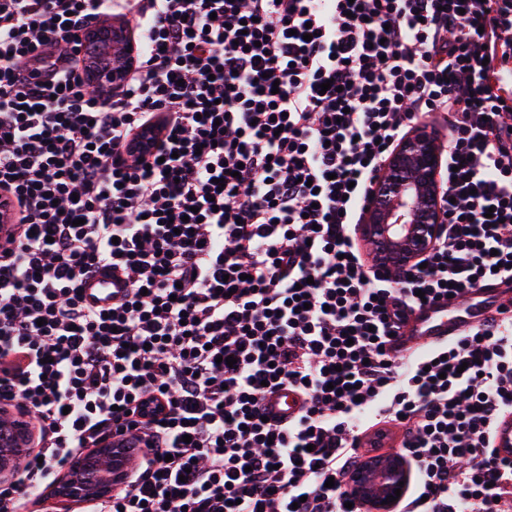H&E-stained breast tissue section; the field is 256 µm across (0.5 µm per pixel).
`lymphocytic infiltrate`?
Returning <instances> with one entry per match:
<instances>
[{"instance_id": "1", "label": "lymphocytic infiltrate", "mask_w": 512, "mask_h": 512, "mask_svg": "<svg viewBox=\"0 0 512 512\" xmlns=\"http://www.w3.org/2000/svg\"><path fill=\"white\" fill-rule=\"evenodd\" d=\"M105 15L138 51L94 91ZM511 63L512 0H0V409L37 429L0 512L119 436L135 467L88 512H364L360 449L392 443L401 512H512V312L389 346L423 301L512 281ZM421 124L448 129L444 224L387 276L361 204ZM103 268L127 283L105 309ZM121 288H127L122 277H112V272L99 273L88 281L85 297L88 302L105 307L112 303V296L122 293ZM512 421L507 417L497 428L493 437L496 454L501 458L512 457Z\"/></svg>"}]
</instances>
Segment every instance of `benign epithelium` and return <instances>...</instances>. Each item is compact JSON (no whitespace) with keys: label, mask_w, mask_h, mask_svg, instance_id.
Masks as SVG:
<instances>
[{"label":"benign epithelium","mask_w":512,"mask_h":512,"mask_svg":"<svg viewBox=\"0 0 512 512\" xmlns=\"http://www.w3.org/2000/svg\"><path fill=\"white\" fill-rule=\"evenodd\" d=\"M93 59L107 50L112 51V67L88 68L91 82L101 88L123 83L127 64L134 53L131 37L125 26H114L90 35ZM443 144L439 137L425 129L409 133L384 165L375 183L370 211L358 228L361 238L369 241L377 259L386 270L404 272L432 247L443 219L441 210L440 169ZM11 424L18 447L30 442L33 433L26 417L4 414ZM110 458L104 472L81 466L75 479L66 483L64 492L72 497L96 493L103 495L114 483L125 478L126 457L114 451L109 443L99 449ZM404 485H399V482ZM408 466L397 459L383 467L364 466L349 484V490L378 512H388L389 496L396 489L406 491Z\"/></svg>","instance_id":"obj_1"}]
</instances>
